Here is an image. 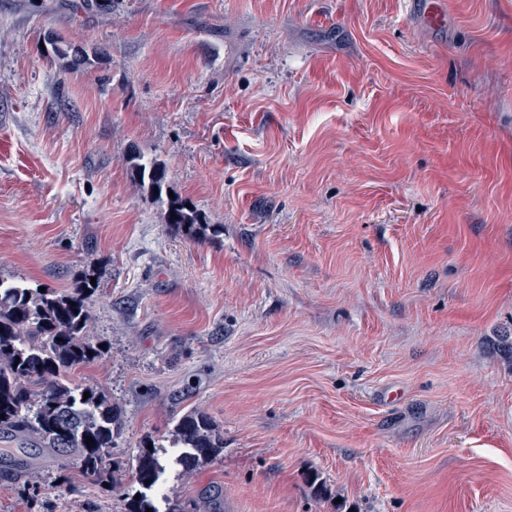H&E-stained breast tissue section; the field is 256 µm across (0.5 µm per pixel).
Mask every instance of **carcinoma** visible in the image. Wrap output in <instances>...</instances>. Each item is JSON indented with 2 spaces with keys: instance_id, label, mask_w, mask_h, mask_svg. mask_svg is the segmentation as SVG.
I'll return each instance as SVG.
<instances>
[{
  "instance_id": "cac0c4a2",
  "label": "carcinoma",
  "mask_w": 512,
  "mask_h": 512,
  "mask_svg": "<svg viewBox=\"0 0 512 512\" xmlns=\"http://www.w3.org/2000/svg\"><path fill=\"white\" fill-rule=\"evenodd\" d=\"M54 53L84 63L83 51L51 37ZM132 180L162 198L165 170L139 154L129 160ZM187 201L177 197L167 202L169 227L186 235L196 233L200 218ZM96 285L84 278L60 293L39 291L18 284L5 286L0 279V460L20 469L27 467V446L36 444L61 462L74 461L93 485L113 481L122 462L112 458L111 448L123 429L120 406L96 389L73 388L62 378L69 366L87 364L105 354L100 344L85 336L89 321L87 301ZM92 354H87V351ZM89 397H84V393ZM175 435L185 448L179 462L196 467L217 459L224 452V436L209 416L188 412L177 422ZM92 442L85 443L86 438ZM162 471L153 449L145 448L137 459L135 481L141 487L124 499L122 512H158L147 494Z\"/></svg>"
}]
</instances>
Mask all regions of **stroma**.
I'll return each instance as SVG.
<instances>
[{"mask_svg": "<svg viewBox=\"0 0 512 512\" xmlns=\"http://www.w3.org/2000/svg\"><path fill=\"white\" fill-rule=\"evenodd\" d=\"M403 2L0 0V278L94 275L109 352L64 376L124 420L112 487L0 464V512H120L148 442L159 512H512V0ZM441 4V0H408L406 3L411 14L435 29H442L448 25V15ZM129 171L132 180L139 186L151 191L158 188V199H162L163 189L166 184L165 170L161 164L154 161H145L139 154L134 153L128 160ZM186 204L189 203L178 196L175 199H168L166 224L178 233L192 236L200 227V218L196 210L191 205V209H188ZM171 213H175L173 221H170ZM175 435L178 444L186 448L179 462L196 467L217 459L224 452V436L209 416L188 412L177 422Z\"/></svg>", "mask_w": 512, "mask_h": 512, "instance_id": "stroma-1", "label": "stroma"}]
</instances>
